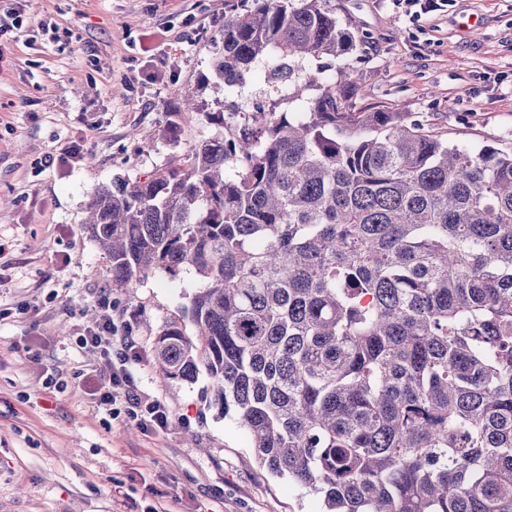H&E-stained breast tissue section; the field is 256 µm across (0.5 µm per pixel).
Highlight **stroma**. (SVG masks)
Wrapping results in <instances>:
<instances>
[{
  "instance_id": "35a3bbf8",
  "label": "stroma",
  "mask_w": 512,
  "mask_h": 512,
  "mask_svg": "<svg viewBox=\"0 0 512 512\" xmlns=\"http://www.w3.org/2000/svg\"><path fill=\"white\" fill-rule=\"evenodd\" d=\"M238 0H0L21 29L0 37V512H324L271 475L211 381L164 379L152 354L199 283L193 272L112 285L84 231L92 192L177 160L172 106L204 112L278 103L247 76L231 96L209 75L212 41ZM359 37L356 109L417 112L448 140L512 146V0H447L410 20L393 0H330ZM77 156H69L71 146ZM110 314L132 337L138 393L170 426L146 433L88 394L99 359L79 345Z\"/></svg>"
}]
</instances>
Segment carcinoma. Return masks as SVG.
<instances>
[{
  "instance_id": "carcinoma-1",
  "label": "carcinoma",
  "mask_w": 512,
  "mask_h": 512,
  "mask_svg": "<svg viewBox=\"0 0 512 512\" xmlns=\"http://www.w3.org/2000/svg\"><path fill=\"white\" fill-rule=\"evenodd\" d=\"M355 34L329 0H239L210 71L273 64L302 112L94 190L85 231L112 287L194 272L154 343L168 380H212L255 456L326 512H512V150L473 151L411 112L355 109Z\"/></svg>"
}]
</instances>
